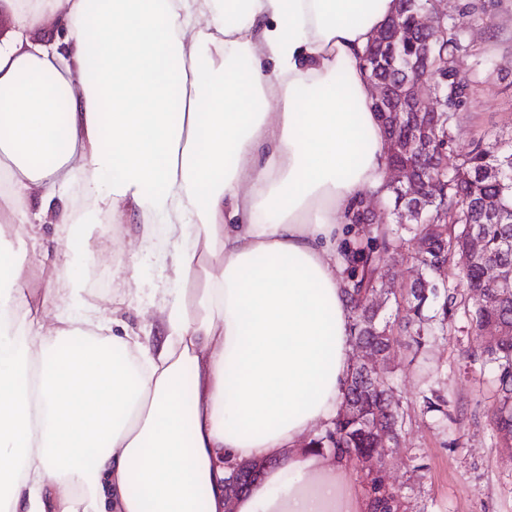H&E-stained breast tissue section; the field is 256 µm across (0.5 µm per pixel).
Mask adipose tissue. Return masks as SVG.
I'll return each mask as SVG.
<instances>
[{"label": "adipose tissue", "instance_id": "ef3b65f1", "mask_svg": "<svg viewBox=\"0 0 512 512\" xmlns=\"http://www.w3.org/2000/svg\"><path fill=\"white\" fill-rule=\"evenodd\" d=\"M0 7V227L69 223L79 178L178 245L155 328L102 338L76 297L19 289L0 237V512H225L243 463L235 512H370L305 441L351 372L345 229L388 170L362 56L395 0Z\"/></svg>", "mask_w": 512, "mask_h": 512}]
</instances>
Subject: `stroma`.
<instances>
[{"label": "stroma", "instance_id": "1", "mask_svg": "<svg viewBox=\"0 0 512 512\" xmlns=\"http://www.w3.org/2000/svg\"><path fill=\"white\" fill-rule=\"evenodd\" d=\"M437 8L464 31L470 49L463 70L477 83L454 130L452 151L466 153L479 141L487 147L512 142V0H439ZM9 233L24 267L61 296L80 289L99 303L98 318L106 324L116 303L128 322L152 317L168 285L174 240L134 250L133 226L113 223L107 211L80 210L75 222L46 225L38 237L25 224L12 225ZM68 263L79 287L58 273ZM469 346L461 331L430 337L421 346L406 334L394 336L389 363L405 426L386 475L403 484L414 512H512V448L496 445L491 378L467 359ZM430 389L447 401L450 419L425 412L423 396ZM413 462L419 467L414 475Z\"/></svg>", "mask_w": 512, "mask_h": 512}]
</instances>
